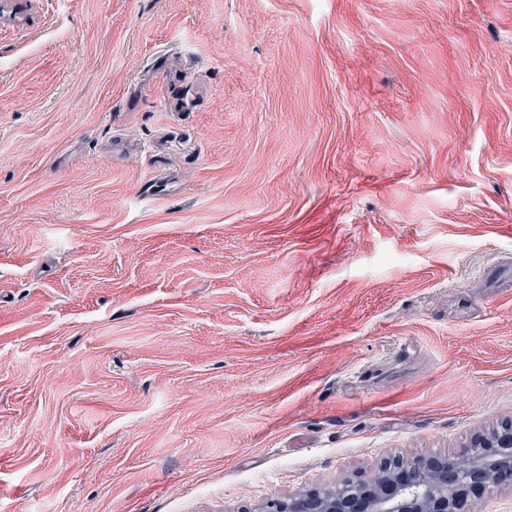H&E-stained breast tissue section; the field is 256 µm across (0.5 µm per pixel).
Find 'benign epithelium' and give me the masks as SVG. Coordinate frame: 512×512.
<instances>
[{
  "label": "benign epithelium",
  "mask_w": 512,
  "mask_h": 512,
  "mask_svg": "<svg viewBox=\"0 0 512 512\" xmlns=\"http://www.w3.org/2000/svg\"><path fill=\"white\" fill-rule=\"evenodd\" d=\"M491 475L512 488V425L493 437L475 435L452 456L397 462L387 472L350 481L349 489L271 500L263 512H477Z\"/></svg>",
  "instance_id": "benign-epithelium-1"
}]
</instances>
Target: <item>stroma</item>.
Here are the masks:
<instances>
[{
	"label": "stroma",
	"instance_id": "35a3bbf8",
	"mask_svg": "<svg viewBox=\"0 0 512 512\" xmlns=\"http://www.w3.org/2000/svg\"><path fill=\"white\" fill-rule=\"evenodd\" d=\"M509 421L512 0H0V512Z\"/></svg>",
	"mask_w": 512,
	"mask_h": 512
}]
</instances>
